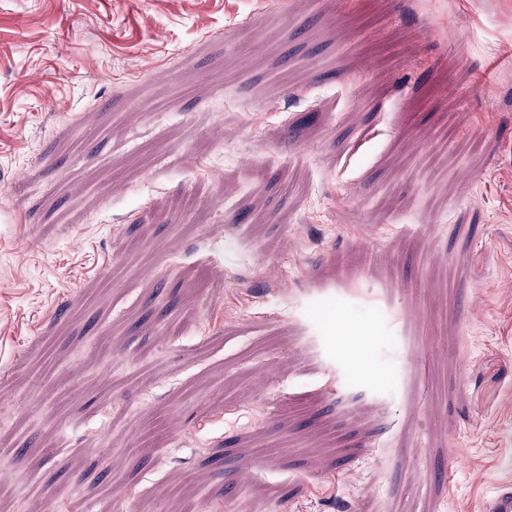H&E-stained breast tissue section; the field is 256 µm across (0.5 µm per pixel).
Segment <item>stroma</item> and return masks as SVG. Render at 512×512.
Instances as JSON below:
<instances>
[{
  "label": "stroma",
  "instance_id": "35a3bbf8",
  "mask_svg": "<svg viewBox=\"0 0 512 512\" xmlns=\"http://www.w3.org/2000/svg\"><path fill=\"white\" fill-rule=\"evenodd\" d=\"M0 468V512H482L512 0H0Z\"/></svg>",
  "mask_w": 512,
  "mask_h": 512
}]
</instances>
